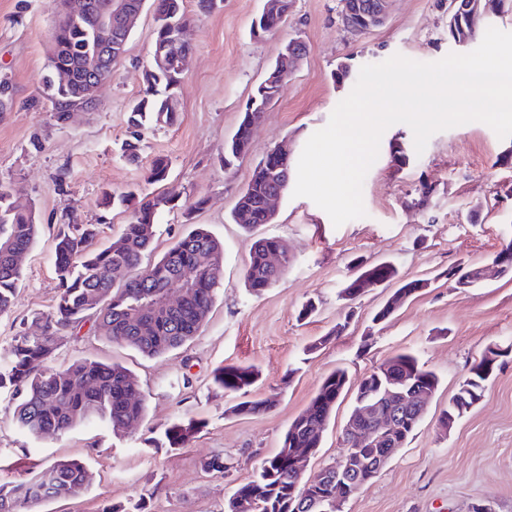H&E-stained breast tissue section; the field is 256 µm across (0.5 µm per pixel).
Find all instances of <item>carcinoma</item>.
Instances as JSON below:
<instances>
[{
  "instance_id": "obj_1",
  "label": "carcinoma",
  "mask_w": 512,
  "mask_h": 512,
  "mask_svg": "<svg viewBox=\"0 0 512 512\" xmlns=\"http://www.w3.org/2000/svg\"><path fill=\"white\" fill-rule=\"evenodd\" d=\"M476 0H458L455 21L448 23V36L469 40L484 13L473 6ZM54 50L49 73L42 79V89L60 99L70 97V83L81 80L82 59L87 54V27L67 15L55 13ZM182 74L173 71L146 75L143 96L130 108V135L122 152L130 160L138 158L143 130L171 125L176 113L164 111L167 89L179 85ZM253 138V128L241 117L232 138L224 144V163L237 159ZM269 174L250 181L242 193L244 200L231 212V221L246 232L271 223L265 210V198L283 192L288 186V158L267 157ZM135 197V191L119 194L106 192L101 199L105 208L122 205ZM176 200L160 193L134 211L121 234L102 249L91 248L97 234L93 224H65L55 236L54 269L57 294L51 312L39 318L41 334L20 336L0 360V389L11 392L16 400L14 418L20 429L38 438L62 434L79 423L99 420L115 435L141 419L145 407L139 383L129 369L114 363L78 359L58 367L54 364L55 337L63 331L77 330L88 313L97 315L96 332L109 340L121 342L146 357H158L174 351L199 331L214 299L223 275V243L207 229L196 226L180 237L156 262L141 266L143 256L151 251L160 212ZM39 224L33 209L21 207L13 200L10 186L0 183V315L11 311L23 277L20 258L34 243ZM282 249L275 236L256 239L245 267V285L259 293L274 285L285 273L284 267H272L268 255ZM398 279L391 262L364 267L343 289L351 299L377 283ZM425 282L400 283L390 298L376 312L374 319L389 317L398 307L416 295ZM179 290L177 306L168 311L144 313L134 311V304L163 290ZM494 367L479 361L470 370L457 394L439 417V425L457 422L482 396L485 382ZM406 377L414 391L436 393L438 375L423 368L416 356L399 353L387 359L360 381L354 406L362 394L383 388L393 375ZM256 374L248 367L226 366L214 374V383L226 391L239 392L253 385ZM348 382L347 374L337 369L328 374L305 410L288 425L281 447L265 459L259 470L240 484L228 499L224 512H239L242 502H250L258 512H302L296 503L308 497L321 505L336 496L351 497L364 477L349 476L342 484L336 477L321 486L304 490L305 481L291 473L290 457L302 448L321 447L323 432ZM270 403L261 399L242 400L229 408L234 415L258 414ZM394 440L405 446L421 422L424 413L406 406L400 409ZM201 422L189 418L172 423L164 430V440L172 448L186 446L197 434ZM87 485L85 466L77 459H60L50 463L30 480L0 484V512H36L46 501L76 498Z\"/></svg>"
}]
</instances>
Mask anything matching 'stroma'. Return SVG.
Returning <instances> with one entry per match:
<instances>
[{"label": "stroma", "instance_id": "stroma-1", "mask_svg": "<svg viewBox=\"0 0 512 512\" xmlns=\"http://www.w3.org/2000/svg\"><path fill=\"white\" fill-rule=\"evenodd\" d=\"M262 0H217L210 12L186 0L193 46L175 93L173 125L144 130L138 161L120 151L128 137V109L144 90L154 15L145 7L125 57L98 92L94 109L67 122L36 106L51 53L50 0H0V76H8L15 106L0 112V182L19 204L33 207L40 229L23 256L24 278L11 312L0 316V354L18 336L39 331L38 316L54 305V238L61 225L93 224L94 247L109 245L132 217L133 205L106 209L103 193L132 186L179 195L158 218L152 263L185 232L205 227L224 243V276L197 336L182 348L148 358L127 345L94 335L93 319L57 337V361L79 358L116 363L137 377L145 401L141 420L121 437L102 424L34 438L14 420L15 404L0 395V483L33 477L61 458L83 461L88 489L80 497L44 503L40 512H98L101 504L145 512H224L235 488L274 455L289 423L302 412L332 371L358 381L398 352H409L434 370L440 385L407 445L362 485L342 512H512V273L460 289L448 272L458 264H488L512 241V164L503 156L512 137L499 138L471 122L434 134L416 153L411 128L389 127L363 184L365 217L333 226L306 197L284 194L272 223L260 232L288 247V269L272 287L253 293L244 270L253 239L230 220L240 193L266 153L287 147L299 160L310 136L325 127L337 104L354 88L362 66L400 54L434 62L460 47L448 36V0H390L384 22L355 34L344 28L340 0H291L288 23L256 39L250 34ZM304 41L309 52L267 108L252 149L224 164V143L235 133L249 97L284 44ZM347 66L345 77L337 69ZM407 160L397 162L395 148ZM169 161L165 184L151 179L155 157ZM433 189L418 205L420 185ZM205 197L202 210L185 206ZM393 262L400 280L426 286L384 321L373 316L392 287L367 289L352 300L340 292L356 261ZM318 311L303 319L307 300ZM322 346L307 353L313 341ZM492 345L506 348L481 399L442 432L438 418L475 361ZM223 366L253 367L247 393L213 382ZM270 401L269 412L230 414L243 398ZM353 406L345 397L333 413L303 474L311 479L341 451L343 426ZM179 418L204 425L184 448L168 447L164 428ZM222 456L224 473L203 463Z\"/></svg>", "mask_w": 512, "mask_h": 512}]
</instances>
